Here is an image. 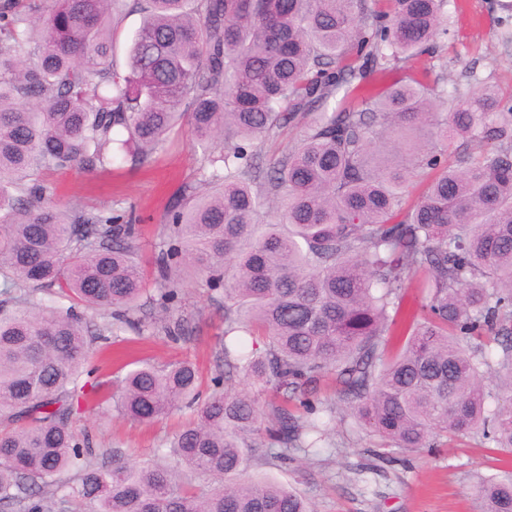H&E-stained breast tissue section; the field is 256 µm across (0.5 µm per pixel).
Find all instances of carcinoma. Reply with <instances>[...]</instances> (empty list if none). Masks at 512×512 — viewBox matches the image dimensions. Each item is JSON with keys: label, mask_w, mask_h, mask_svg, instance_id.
<instances>
[{"label": "carcinoma", "mask_w": 512, "mask_h": 512, "mask_svg": "<svg viewBox=\"0 0 512 512\" xmlns=\"http://www.w3.org/2000/svg\"><path fill=\"white\" fill-rule=\"evenodd\" d=\"M0 0V504L18 512H314L295 488L244 481L250 448L277 461L320 447L336 405L396 451L479 438L512 457V105L485 84L419 80L360 95L364 67L435 48L446 0ZM143 21L126 70L114 17ZM187 125L210 167L166 217L160 300L193 267L224 289V375L200 393L189 360L139 362L119 394L92 376L94 344L148 294L132 220L46 202L50 171L133 166ZM298 143L266 176L244 141ZM435 173L410 207L412 181ZM46 289L69 302H33ZM112 310V320L97 322ZM172 342L187 341L169 315ZM243 375L281 398L260 410L223 388ZM113 403L137 422L182 405L175 465L96 464L70 418ZM480 512H512V475L483 476Z\"/></svg>", "instance_id": "obj_1"}]
</instances>
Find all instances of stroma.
Here are the masks:
<instances>
[{
    "label": "stroma",
    "mask_w": 512,
    "mask_h": 512,
    "mask_svg": "<svg viewBox=\"0 0 512 512\" xmlns=\"http://www.w3.org/2000/svg\"><path fill=\"white\" fill-rule=\"evenodd\" d=\"M444 12L448 35L435 52L409 61L389 75L369 74L371 86L384 90L399 80L436 79L441 88H475L489 82L512 89V0H448ZM202 150L189 131L174 133L169 148L142 168L131 165L111 172L64 170L49 174L46 184L55 203L85 210L133 213L137 235L134 252L156 288L155 257L168 235L167 211L184 193H204L200 184ZM179 313L193 330L191 341H167L162 328L167 315L151 303L143 315L149 325L143 336L128 331L112 337V361L101 363L98 375L108 385L122 376L123 364L140 358L156 362L192 361L204 381L224 371L220 357L224 338V294L209 290L196 270L184 273ZM192 416L185 410L154 423H139L113 409H87L75 414L72 425L89 434L98 457L110 460L120 450L130 461H163L165 442ZM373 442L350 424L335 423L320 456L285 464L273 461L266 448L252 451L247 479H270L300 490L315 512H477L472 485L477 476L505 469L488 445L473 439L449 444L438 453L409 454L406 461L378 460L369 453Z\"/></svg>",
    "instance_id": "1"
}]
</instances>
